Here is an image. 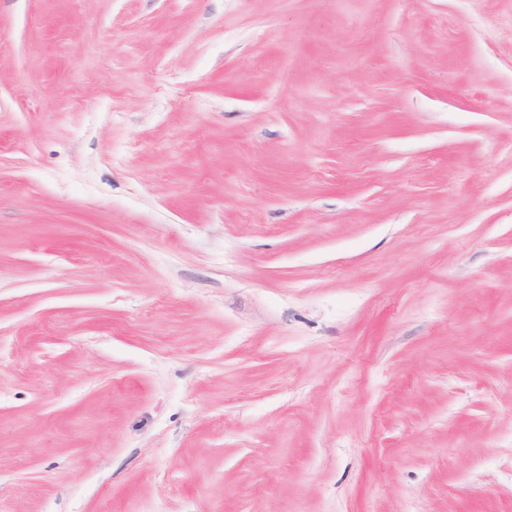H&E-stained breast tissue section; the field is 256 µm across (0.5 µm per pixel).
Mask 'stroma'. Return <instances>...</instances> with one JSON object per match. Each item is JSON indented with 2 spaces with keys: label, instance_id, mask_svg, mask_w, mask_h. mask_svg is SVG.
<instances>
[{
  "label": "stroma",
  "instance_id": "35a3bbf8",
  "mask_svg": "<svg viewBox=\"0 0 512 512\" xmlns=\"http://www.w3.org/2000/svg\"><path fill=\"white\" fill-rule=\"evenodd\" d=\"M0 512H512V0H0Z\"/></svg>",
  "mask_w": 512,
  "mask_h": 512
}]
</instances>
